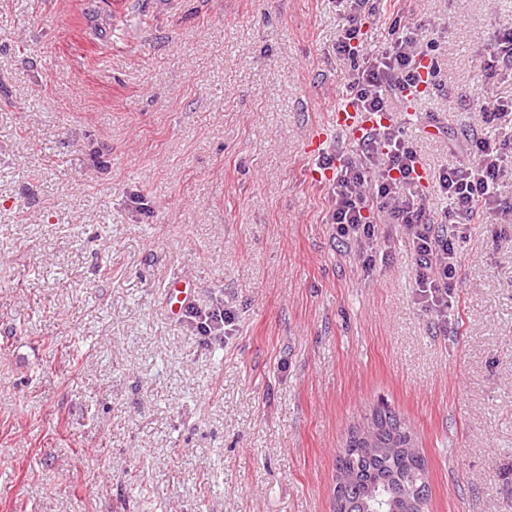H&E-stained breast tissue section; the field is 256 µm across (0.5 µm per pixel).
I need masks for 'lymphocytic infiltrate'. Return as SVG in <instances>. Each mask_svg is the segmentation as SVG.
I'll list each match as a JSON object with an SVG mask.
<instances>
[{"mask_svg":"<svg viewBox=\"0 0 512 512\" xmlns=\"http://www.w3.org/2000/svg\"><path fill=\"white\" fill-rule=\"evenodd\" d=\"M343 32L337 55L353 60L349 86L361 112L389 111L393 99L417 89L420 43L426 31L421 20L396 15L390 37L377 52L359 54L364 18L373 11L369 0H344ZM476 111L496 126L492 137H474L469 147L453 149L448 165L435 177L439 192L448 200L445 209L427 205L417 179L419 157L399 126L371 131L360 153H328L322 162L335 166L336 178L328 189L327 223L341 238L370 247L386 235V225L397 226L407 240L416 266V301L437 321L448 319L450 282L456 273L459 239L448 227L492 211L500 224H512V205L498 201V181L512 167V97L493 102L476 100ZM184 317L205 343L223 342L234 324V313L224 303L207 308L189 305Z\"/></svg>","mask_w":512,"mask_h":512,"instance_id":"f902f5d3","label":"lymphocytic infiltrate"}]
</instances>
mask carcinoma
<instances>
[{
    "label": "carcinoma",
    "instance_id": "carcinoma-1",
    "mask_svg": "<svg viewBox=\"0 0 512 512\" xmlns=\"http://www.w3.org/2000/svg\"><path fill=\"white\" fill-rule=\"evenodd\" d=\"M374 430L377 444L393 445L397 451L372 449L362 432ZM414 434L399 413L389 405H377L362 426L348 432L336 457V473L350 482L336 488L332 512H381L384 499L400 495L413 499L417 512H429L428 464L416 451Z\"/></svg>",
    "mask_w": 512,
    "mask_h": 512
}]
</instances>
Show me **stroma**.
Masks as SVG:
<instances>
[{
    "label": "stroma",
    "instance_id": "35a3bbf8",
    "mask_svg": "<svg viewBox=\"0 0 512 512\" xmlns=\"http://www.w3.org/2000/svg\"><path fill=\"white\" fill-rule=\"evenodd\" d=\"M0 0V512H331L383 400L429 512H512V224H462L447 322L401 234L365 268L305 151L353 77L339 0ZM431 90L395 104L427 173L512 94V0H407ZM185 275L235 329L170 316ZM496 51L490 52L488 58L483 54L482 71L491 78L497 67L512 68V28L499 30L495 36Z\"/></svg>",
    "mask_w": 512,
    "mask_h": 512
}]
</instances>
